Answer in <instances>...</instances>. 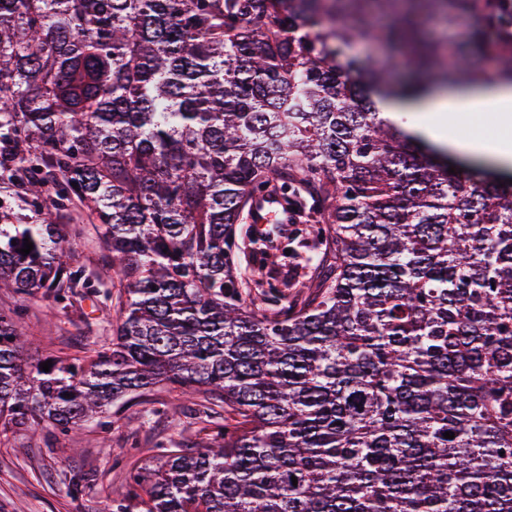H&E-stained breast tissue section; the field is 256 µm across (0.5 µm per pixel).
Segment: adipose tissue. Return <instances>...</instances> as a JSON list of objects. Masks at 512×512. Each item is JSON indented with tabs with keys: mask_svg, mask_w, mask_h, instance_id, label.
<instances>
[{
	"mask_svg": "<svg viewBox=\"0 0 512 512\" xmlns=\"http://www.w3.org/2000/svg\"><path fill=\"white\" fill-rule=\"evenodd\" d=\"M411 111L418 116V129L430 140H446L459 154L480 156L503 168L512 166V82L435 91L412 101ZM486 112L495 113L500 126L499 135L493 139L474 131ZM451 122L461 132L448 140L443 130Z\"/></svg>",
	"mask_w": 512,
	"mask_h": 512,
	"instance_id": "adipose-tissue-1",
	"label": "adipose tissue"
}]
</instances>
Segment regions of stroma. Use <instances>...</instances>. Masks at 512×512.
Listing matches in <instances>:
<instances>
[{"label":"stroma","instance_id":"1","mask_svg":"<svg viewBox=\"0 0 512 512\" xmlns=\"http://www.w3.org/2000/svg\"><path fill=\"white\" fill-rule=\"evenodd\" d=\"M42 205L57 223L80 227L73 254L90 285L74 289L57 305L40 294L0 290V310L19 311L30 362L51 356L83 358L111 343L124 290L80 201L59 198L50 190ZM199 401V396L158 386L117 408L105 428L92 422L76 433L33 427L8 434L0 439V512H98L101 501L125 496L130 472L150 464L159 453L158 443L174 450L203 441L201 422L188 414ZM160 405L167 415L148 416V409ZM76 473L90 477L78 493L70 483Z\"/></svg>","mask_w":512,"mask_h":512}]
</instances>
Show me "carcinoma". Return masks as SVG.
<instances>
[{
  "mask_svg": "<svg viewBox=\"0 0 512 512\" xmlns=\"http://www.w3.org/2000/svg\"><path fill=\"white\" fill-rule=\"evenodd\" d=\"M436 19L468 28L453 66ZM368 31L388 66L349 53ZM475 78L512 81V0H0V141L35 207L0 224V288L86 286L52 183L125 289L112 343L47 372L0 311V437L163 386L203 394L206 441L112 512H512V176L449 173L374 98ZM277 194L315 215L291 294L233 263Z\"/></svg>",
  "mask_w": 512,
  "mask_h": 512,
  "instance_id": "1",
  "label": "carcinoma"
}]
</instances>
